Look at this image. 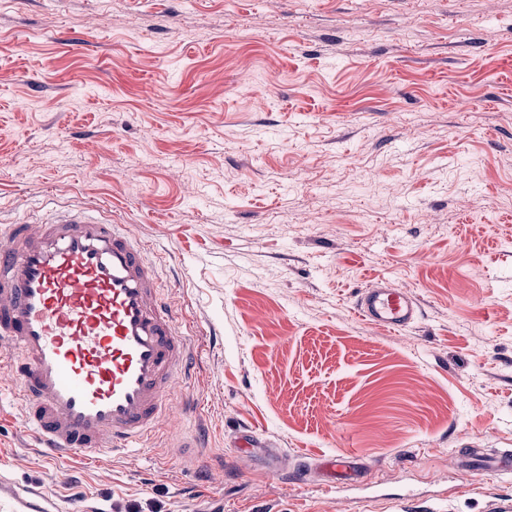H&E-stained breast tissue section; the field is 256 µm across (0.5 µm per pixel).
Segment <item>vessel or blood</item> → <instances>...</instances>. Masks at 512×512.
Here are the masks:
<instances>
[{
    "mask_svg": "<svg viewBox=\"0 0 512 512\" xmlns=\"http://www.w3.org/2000/svg\"><path fill=\"white\" fill-rule=\"evenodd\" d=\"M158 264L129 225L78 204L0 225V370L16 381L20 426L48 458H93L157 434L194 349L161 295ZM355 309L394 331L420 316L409 291L383 280ZM355 469L345 452L315 465L332 488L348 487ZM0 512L107 510L91 497L49 496L0 469Z\"/></svg>",
    "mask_w": 512,
    "mask_h": 512,
    "instance_id": "obj_1",
    "label": "vessel or blood"
}]
</instances>
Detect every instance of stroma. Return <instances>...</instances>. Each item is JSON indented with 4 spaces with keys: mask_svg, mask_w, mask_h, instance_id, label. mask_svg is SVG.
I'll use <instances>...</instances> for the list:
<instances>
[{
    "mask_svg": "<svg viewBox=\"0 0 512 512\" xmlns=\"http://www.w3.org/2000/svg\"><path fill=\"white\" fill-rule=\"evenodd\" d=\"M105 206L198 350L153 447L0 465L117 512H486L512 478V0H0V219ZM386 279L411 327L365 323ZM202 447L166 446L170 432ZM269 445L284 464L272 471ZM352 452L392 500L294 470ZM355 309L366 323L394 331L410 327L420 316L417 302L409 291L383 280L360 293Z\"/></svg>",
    "mask_w": 512,
    "mask_h": 512,
    "instance_id": "1",
    "label": "stroma"
}]
</instances>
